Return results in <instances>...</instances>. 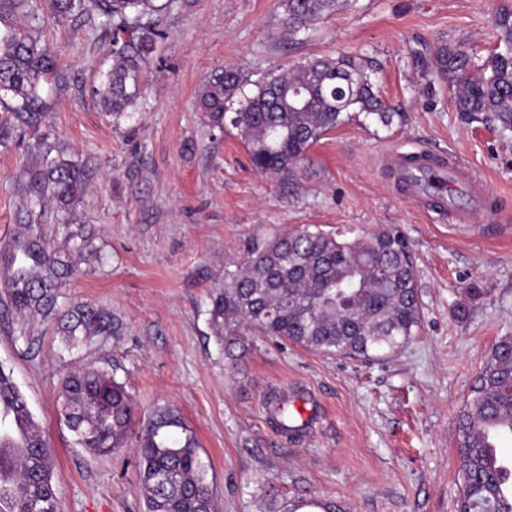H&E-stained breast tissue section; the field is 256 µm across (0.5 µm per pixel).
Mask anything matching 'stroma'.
Returning <instances> with one entry per match:
<instances>
[{
  "mask_svg": "<svg viewBox=\"0 0 512 512\" xmlns=\"http://www.w3.org/2000/svg\"><path fill=\"white\" fill-rule=\"evenodd\" d=\"M281 0H174L165 37L143 73L130 115L116 116L94 89L112 67L103 17L43 23L42 41L66 73L45 86L40 130L86 161L76 205L100 254L67 282L66 295L109 308L116 335L64 350L52 323L35 321L32 346L0 321V367L11 372L55 451L62 512H143L135 443L91 457L59 420L58 379L83 365L115 369L137 425L168 406L195 433L219 512H455L461 492L458 415L492 348L512 336V134L457 112L432 57L469 48L482 65L493 17L512 0H357L285 45ZM363 53L376 60L391 126L359 117L329 132L297 180L252 166L232 125L210 138L197 99L204 79L232 65L258 79L314 56ZM33 134L0 144V240L18 230V178ZM451 152L483 178L501 221L459 225L419 211L395 192L392 150ZM363 235L382 227L409 244L421 324L394 355L328 356L254 331L235 370L207 319L225 268L255 236L300 229ZM477 283L481 293L466 289ZM464 317H457V307ZM288 399L302 432H284L269 409Z\"/></svg>",
  "mask_w": 512,
  "mask_h": 512,
  "instance_id": "obj_1",
  "label": "stroma"
}]
</instances>
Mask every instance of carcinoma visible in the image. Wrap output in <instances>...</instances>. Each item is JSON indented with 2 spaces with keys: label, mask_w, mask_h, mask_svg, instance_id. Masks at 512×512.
<instances>
[{
  "label": "carcinoma",
  "mask_w": 512,
  "mask_h": 512,
  "mask_svg": "<svg viewBox=\"0 0 512 512\" xmlns=\"http://www.w3.org/2000/svg\"><path fill=\"white\" fill-rule=\"evenodd\" d=\"M33 0H0V103L18 124L42 118L43 83L64 80L63 71L39 36ZM350 0H281V38L301 41L318 21ZM166 0H43L53 17L97 13L112 35V69L96 93L104 107L124 112L141 91L142 73L157 40ZM497 45L480 72H471L467 52L446 46L434 52L437 75L448 84L457 111L512 132V11L494 19ZM362 55L303 60L252 81L228 67L203 83L198 98L211 129L230 123L239 131L250 161L261 174L292 179L309 149L356 114L384 126L396 112L382 100ZM252 90L245 91L246 87ZM39 159L20 175L25 219L0 242V308L15 315L12 335L32 347L28 322L55 323L68 351L116 333L105 309L60 301L66 279L94 252L84 228L72 230L74 204L86 182L84 165L44 135L30 145ZM242 266L224 268V287L211 294L209 324L235 367L246 328L288 340L329 356L382 358L401 348L420 324L418 285L405 239L382 228L338 239L308 228L254 237ZM59 414L93 457L125 447L138 434L144 512H215L198 445L180 414L160 407L135 429L132 398L108 371L89 365L60 383ZM500 425L512 436V336L493 347L459 420L458 456L462 494L456 512H512L489 454L486 431ZM53 450L20 388L0 369V512H60L52 481Z\"/></svg>",
  "instance_id": "carcinoma-1"
}]
</instances>
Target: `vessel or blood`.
I'll list each match as a JSON object with an SVG mask.
<instances>
[{
	"mask_svg": "<svg viewBox=\"0 0 512 512\" xmlns=\"http://www.w3.org/2000/svg\"><path fill=\"white\" fill-rule=\"evenodd\" d=\"M405 185L412 190L421 207L436 214L446 208L448 188L463 184L470 197L466 207L457 208L453 218L459 224H487L498 220L484 180L456 155H430L420 151L394 155Z\"/></svg>",
	"mask_w": 512,
	"mask_h": 512,
	"instance_id": "vessel-or-blood-1",
	"label": "vessel or blood"
}]
</instances>
